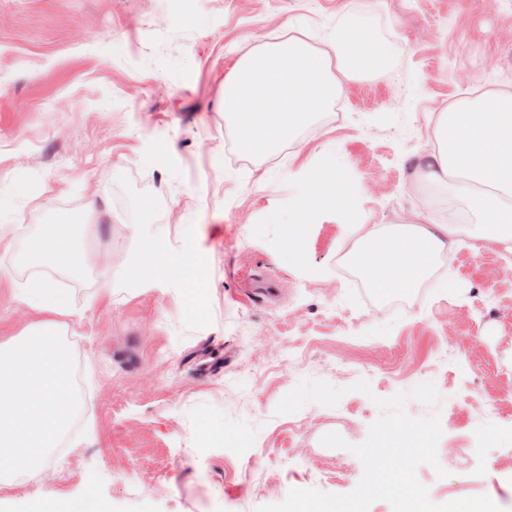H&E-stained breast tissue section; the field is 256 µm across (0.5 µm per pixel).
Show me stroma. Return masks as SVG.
<instances>
[{
	"label": "stroma",
	"instance_id": "1",
	"mask_svg": "<svg viewBox=\"0 0 512 512\" xmlns=\"http://www.w3.org/2000/svg\"><path fill=\"white\" fill-rule=\"evenodd\" d=\"M354 12V0H0V206L16 213L0 244V343L55 323L82 380L75 438L41 475L0 485V512L89 495L110 512H255L295 488L346 494L363 474L351 448L381 415L375 398L425 382L438 407L407 411L440 414L439 465L416 472L430 500L484 494L512 512V250L459 237L399 307L337 261L375 229L467 208L415 170L440 112L512 87V0H382L359 38L384 52L386 75L345 82L340 120L312 117L278 162L231 159L221 90L236 62L301 18L332 57ZM328 156L353 201L318 211L301 261L288 262L277 218ZM76 221L77 272L32 262L37 233ZM147 237L192 240L212 285L207 321L177 280H134ZM37 275L69 312L19 306ZM305 378L345 394L276 414ZM360 380L370 394L352 391ZM202 413L223 442L196 447ZM329 432L346 448L323 446Z\"/></svg>",
	"mask_w": 512,
	"mask_h": 512
}]
</instances>
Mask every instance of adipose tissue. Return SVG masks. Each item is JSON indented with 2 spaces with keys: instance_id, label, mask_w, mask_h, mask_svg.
Here are the masks:
<instances>
[{
  "instance_id": "obj_1",
  "label": "adipose tissue",
  "mask_w": 512,
  "mask_h": 512,
  "mask_svg": "<svg viewBox=\"0 0 512 512\" xmlns=\"http://www.w3.org/2000/svg\"><path fill=\"white\" fill-rule=\"evenodd\" d=\"M306 27V21H299L297 35L244 55L224 81V110L251 154H269L287 140L296 126L341 93L343 77L387 71L386 59L352 39L337 46L338 75L327 78L323 57L311 51L301 36ZM433 132L422 176L445 192L465 190L476 218L466 224L418 223L396 232L372 233L371 244L359 249L357 259L373 287L382 291L415 288L456 236L512 242V203L503 199L504 194H512V88L489 90L450 105L438 115ZM351 200L336 159L317 165L280 216L288 227L280 240L288 261L300 260L303 228L313 213ZM82 241L81 224H53L35 238L32 250L75 267L82 258ZM131 266L143 281L180 279L193 316L207 320L204 297L210 284L193 267L191 242L176 247L161 238L146 239ZM18 301L37 312L68 310L65 293L49 277L32 279ZM75 409L71 356L54 329L37 325L0 344L1 485L12 475L42 473L45 455L70 436Z\"/></svg>"
}]
</instances>
